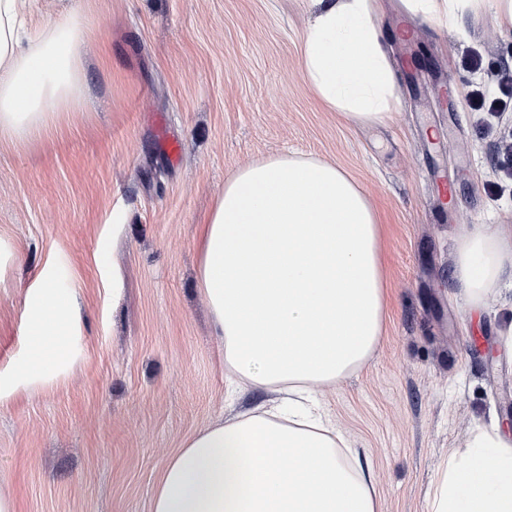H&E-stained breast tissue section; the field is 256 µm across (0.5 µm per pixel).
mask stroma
<instances>
[{"instance_id":"35a3bbf8","label":"stroma","mask_w":512,"mask_h":512,"mask_svg":"<svg viewBox=\"0 0 512 512\" xmlns=\"http://www.w3.org/2000/svg\"><path fill=\"white\" fill-rule=\"evenodd\" d=\"M93 12L92 90L73 122L0 140V372L25 352L21 314L46 264L80 293L83 360L0 405V485L16 512H151L159 471L229 410L224 355L197 282V227L243 166L287 153L343 168L381 226L385 328L369 360L317 396L374 473L380 512H428L449 449L512 428V291L471 307L449 277L475 226L512 225V105L465 103L512 69L496 0L441 23L380 0L396 76L386 124L328 110L306 81L311 0H34ZM407 26L411 35L396 34ZM480 68L466 67L470 55ZM181 151L170 159L164 139Z\"/></svg>"}]
</instances>
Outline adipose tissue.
<instances>
[{"label":"adipose tissue","mask_w":512,"mask_h":512,"mask_svg":"<svg viewBox=\"0 0 512 512\" xmlns=\"http://www.w3.org/2000/svg\"><path fill=\"white\" fill-rule=\"evenodd\" d=\"M28 0H0V139L26 141L75 116L88 87L90 15L50 14L25 37ZM374 0H313L304 76L349 121L383 123L395 74ZM199 290L233 389L265 398L188 436L161 470L151 512H379L362 464L316 399L361 367L382 333L381 228L361 186L335 164L285 154L225 182L196 243ZM451 277L472 307L512 287V226L474 230ZM27 352L0 374V402L66 378L80 354L76 288L45 270L22 311ZM429 512H512V435L480 431L449 450Z\"/></svg>","instance_id":"ef3b65f1"}]
</instances>
